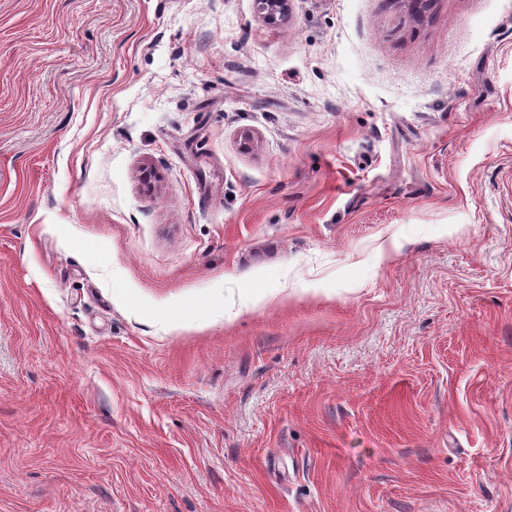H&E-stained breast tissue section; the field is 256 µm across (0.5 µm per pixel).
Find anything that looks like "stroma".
Returning a JSON list of instances; mask_svg holds the SVG:
<instances>
[{
    "instance_id": "obj_1",
    "label": "stroma",
    "mask_w": 512,
    "mask_h": 512,
    "mask_svg": "<svg viewBox=\"0 0 512 512\" xmlns=\"http://www.w3.org/2000/svg\"><path fill=\"white\" fill-rule=\"evenodd\" d=\"M0 512H512V0H0Z\"/></svg>"
}]
</instances>
